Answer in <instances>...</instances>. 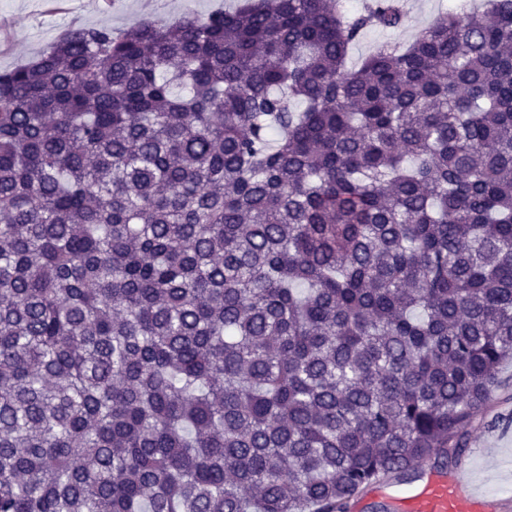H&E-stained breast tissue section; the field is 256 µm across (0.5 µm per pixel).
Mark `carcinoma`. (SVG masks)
I'll list each match as a JSON object with an SVG mask.
<instances>
[{"label":"carcinoma","mask_w":512,"mask_h":512,"mask_svg":"<svg viewBox=\"0 0 512 512\" xmlns=\"http://www.w3.org/2000/svg\"><path fill=\"white\" fill-rule=\"evenodd\" d=\"M81 27L0 73V512H351L512 359V0ZM407 2L408 18L405 25L394 31L371 29L352 48L349 65H356L361 58L387 40L410 41L414 33L449 10H459L457 0H404Z\"/></svg>","instance_id":"cac0c4a2"}]
</instances>
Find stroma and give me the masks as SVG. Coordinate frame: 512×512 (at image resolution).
Instances as JSON below:
<instances>
[{
    "mask_svg": "<svg viewBox=\"0 0 512 512\" xmlns=\"http://www.w3.org/2000/svg\"><path fill=\"white\" fill-rule=\"evenodd\" d=\"M240 0H72L66 9H50L46 0H0V19L14 26L15 50L0 57V71L32 60L37 53L71 29L107 25L121 33L148 18L204 17L236 7ZM408 18L394 31L372 29L352 48L350 64L379 44L410 41L414 33L442 14L456 9L455 0H406ZM467 447L459 465L469 467L472 478L495 504L494 512H512V361L498 371V387L488 407L467 427Z\"/></svg>",
    "mask_w": 512,
    "mask_h": 512,
    "instance_id": "35a3bbf8",
    "label": "stroma"
}]
</instances>
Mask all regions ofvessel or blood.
I'll use <instances>...</instances> for the list:
<instances>
[{"mask_svg":"<svg viewBox=\"0 0 512 512\" xmlns=\"http://www.w3.org/2000/svg\"><path fill=\"white\" fill-rule=\"evenodd\" d=\"M371 490L385 501L389 512H490L488 499L472 488L462 468L449 474L422 471L419 483L409 491L388 479L373 484Z\"/></svg>","mask_w":512,"mask_h":512,"instance_id":"1","label":"vessel or blood"}]
</instances>
